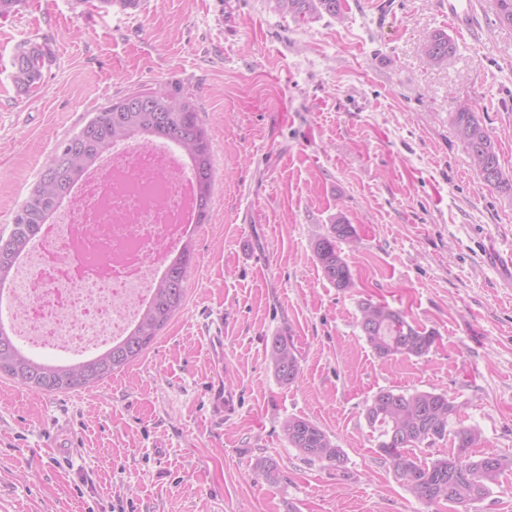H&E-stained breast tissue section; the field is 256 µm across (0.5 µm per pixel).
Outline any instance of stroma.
<instances>
[{
    "label": "stroma",
    "instance_id": "stroma-1",
    "mask_svg": "<svg viewBox=\"0 0 512 512\" xmlns=\"http://www.w3.org/2000/svg\"><path fill=\"white\" fill-rule=\"evenodd\" d=\"M476 3L474 37L453 35L441 0H344L343 18L304 22L268 0H19L0 16V230L56 146L129 93L179 86L216 165L185 304L142 358L90 391L0 378V512H448L384 465L365 408L386 388L463 403L482 451L507 462L472 512H512V190L480 182L450 121L469 103L512 176V26ZM436 32L456 45L441 67L421 52ZM27 41L47 56L22 93ZM340 217L358 237L345 290L314 253ZM363 299L435 332L429 353L378 357ZM218 319L236 402L221 421L207 402ZM286 327L302 369L289 386L268 358ZM292 415L326 431L342 468L289 447ZM47 52L38 43L25 42L14 61L12 80L16 88L27 93L40 82Z\"/></svg>",
    "mask_w": 512,
    "mask_h": 512
}]
</instances>
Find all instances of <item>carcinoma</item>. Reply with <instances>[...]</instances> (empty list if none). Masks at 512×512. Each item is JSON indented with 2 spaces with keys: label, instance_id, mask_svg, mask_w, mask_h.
<instances>
[{
  "label": "carcinoma",
  "instance_id": "obj_1",
  "mask_svg": "<svg viewBox=\"0 0 512 512\" xmlns=\"http://www.w3.org/2000/svg\"><path fill=\"white\" fill-rule=\"evenodd\" d=\"M270 2L275 11L296 19L324 13L342 16L341 0ZM422 53L430 63L443 66L454 57L456 45L447 34L436 32L424 42ZM46 55L44 46L38 43L27 41L20 48L12 73L20 92L27 93L40 82ZM451 122L482 184L512 189V180L500 166L491 136L475 113L470 109L458 110ZM141 139L167 142L187 158L195 184L196 223H205L214 178L213 146L194 103L167 89L131 93L111 101L59 143L43 166L25 201L14 212L9 232H0V290L12 280L13 271L38 237L42 225L48 223L76 185L101 160L112 155L114 146ZM356 241L354 226L339 217L314 244L324 276L341 290L353 287V279L340 244ZM191 261L188 238L169 260L136 326L110 348L75 363L52 364L30 357L0 321V374L34 392L94 389L100 381L140 358L182 308ZM359 313L358 326L380 358L422 357L436 340L434 332L413 326L400 311L383 303L363 300ZM269 358L280 384L292 385L299 380L301 366L293 336L272 337ZM461 412L462 406L445 393L381 389L367 405L365 419L379 431L378 449L384 462L419 499L430 505L450 503L455 506L454 512H471L472 506L490 493L506 463L493 453L473 455L481 432L474 427H454ZM282 430L288 445L304 459L327 461L338 467L343 464L342 449L310 419L291 416L283 422ZM448 436L452 437L453 448L445 455L427 462L413 453L420 445L432 446ZM463 454L468 456L469 466L453 467L452 462ZM254 467L265 480L272 483L278 479L279 471L273 460L258 458Z\"/></svg>",
  "mask_w": 512,
  "mask_h": 512
}]
</instances>
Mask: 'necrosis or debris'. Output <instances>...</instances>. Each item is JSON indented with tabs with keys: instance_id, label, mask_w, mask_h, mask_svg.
Returning <instances> with one entry per match:
<instances>
[{
	"instance_id": "necrosis-or-debris-1",
	"label": "necrosis or debris",
	"mask_w": 512,
	"mask_h": 512,
	"mask_svg": "<svg viewBox=\"0 0 512 512\" xmlns=\"http://www.w3.org/2000/svg\"><path fill=\"white\" fill-rule=\"evenodd\" d=\"M186 166L166 143H124L84 178L14 283L24 344L83 355L135 327L163 275V254L177 253L196 229ZM176 168L181 176L170 178Z\"/></svg>"
}]
</instances>
